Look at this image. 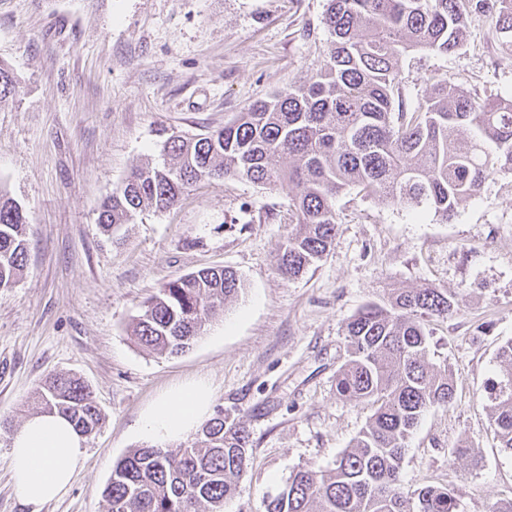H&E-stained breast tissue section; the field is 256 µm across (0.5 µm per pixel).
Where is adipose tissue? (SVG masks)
<instances>
[{
  "label": "adipose tissue",
  "mask_w": 512,
  "mask_h": 512,
  "mask_svg": "<svg viewBox=\"0 0 512 512\" xmlns=\"http://www.w3.org/2000/svg\"><path fill=\"white\" fill-rule=\"evenodd\" d=\"M213 400L210 385L190 381L159 395L142 413L138 431L164 444L186 438L208 417ZM85 439L59 414L30 416L11 437V479L16 497L40 505L60 496L83 462Z\"/></svg>",
  "instance_id": "adipose-tissue-1"
}]
</instances>
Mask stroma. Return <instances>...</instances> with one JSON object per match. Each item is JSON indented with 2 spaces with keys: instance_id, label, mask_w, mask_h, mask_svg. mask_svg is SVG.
<instances>
[{
  "instance_id": "35a3bbf8",
  "label": "stroma",
  "mask_w": 512,
  "mask_h": 512,
  "mask_svg": "<svg viewBox=\"0 0 512 512\" xmlns=\"http://www.w3.org/2000/svg\"><path fill=\"white\" fill-rule=\"evenodd\" d=\"M328 0H0V60L18 96L0 107V189L28 216L27 266L0 288V512H107L115 463L145 446V408L207 381L213 410L250 432L247 467L224 512H262L291 470L326 469L365 427L369 406L336 393L345 323L384 289L464 294L458 315L430 319L431 350L456 381L408 441L405 490L450 486L465 512L512 497V457L492 425L486 386L512 338V171L499 170L449 221L347 192L336 199L332 249L302 275L276 268L292 226L288 190L204 181L169 211H144L120 242L97 224L102 199L145 161L164 132L218 128L256 100L308 79L330 41ZM450 78L474 97L512 98V57L481 14L449 54L400 63L405 103ZM245 288L190 349L139 346L135 319L162 286L206 267ZM72 373L102 413L65 494L34 506L13 493L10 438L35 410L44 379ZM466 443L470 458L450 450Z\"/></svg>"
}]
</instances>
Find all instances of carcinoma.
Masks as SVG:
<instances>
[{"label": "carcinoma", "instance_id": "obj_1", "mask_svg": "<svg viewBox=\"0 0 512 512\" xmlns=\"http://www.w3.org/2000/svg\"><path fill=\"white\" fill-rule=\"evenodd\" d=\"M490 19L512 57V0H329L325 64L307 81L253 102L223 127L163 142L166 159L134 168L100 205L97 223L112 236L147 210L164 212L204 179L286 186L295 230L277 269L294 278L323 260L338 231L336 197L355 189L380 202L429 208L448 221L497 170L512 171V99L472 97L451 80L433 81L426 99H400L399 62L464 45L472 14ZM17 95L0 62V105ZM27 216L0 192V288L23 272ZM244 289L239 276L210 267L168 282L135 320L131 335L157 353L189 348L205 325ZM462 297L446 288H391L345 326L347 359L338 396L372 408L350 448L328 469L298 468L263 500L264 512H463L450 487L404 490L406 441L421 417L452 402L455 380L431 358L425 325L458 314ZM489 387L499 446L512 456V339L498 349ZM43 412L67 417L84 437L102 416L88 385L49 377L34 397ZM249 432L216 414L195 441L169 450H132L103 490L108 512H224L248 462Z\"/></svg>", "mask_w": 512, "mask_h": 512}]
</instances>
